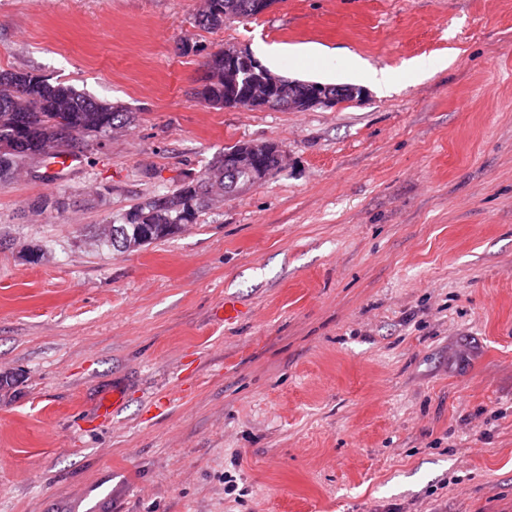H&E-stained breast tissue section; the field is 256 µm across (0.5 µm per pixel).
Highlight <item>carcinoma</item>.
<instances>
[{"mask_svg": "<svg viewBox=\"0 0 512 512\" xmlns=\"http://www.w3.org/2000/svg\"><path fill=\"white\" fill-rule=\"evenodd\" d=\"M261 0H203L195 22L217 29L240 19L260 14ZM208 75L197 98L213 108L246 105L245 87L224 86V51L210 54ZM136 121L135 113L123 106L91 97L74 85L53 81L34 70H0V147L6 145L9 161L0 160V182L14 179L19 165L34 155L51 157L78 149L89 139L103 140L123 133ZM249 142L239 141L216 153L205 167L209 181L192 179L174 190L149 198L102 225H93L87 237L100 247L135 251L177 233L185 224H196L215 201L231 197L266 181L280 169L278 144L259 160L249 173L224 169L225 157L244 150Z\"/></svg>", "mask_w": 512, "mask_h": 512, "instance_id": "cac0c4a2", "label": "carcinoma"}]
</instances>
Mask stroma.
Returning <instances> with one entry per match:
<instances>
[{
    "label": "stroma",
    "mask_w": 512,
    "mask_h": 512,
    "mask_svg": "<svg viewBox=\"0 0 512 512\" xmlns=\"http://www.w3.org/2000/svg\"><path fill=\"white\" fill-rule=\"evenodd\" d=\"M201 4L0 0V69L138 116L0 183V512H512V0H276L219 29ZM227 46L364 95L207 107ZM241 140L284 169L139 250L84 240ZM283 78L285 79L286 85L284 103H288V110L308 112L317 108L333 107L341 102L348 101V99L341 100L340 95H336L335 99L331 95L318 89H311L304 95L294 94L292 91L289 92L288 78Z\"/></svg>",
    "instance_id": "obj_1"
}]
</instances>
